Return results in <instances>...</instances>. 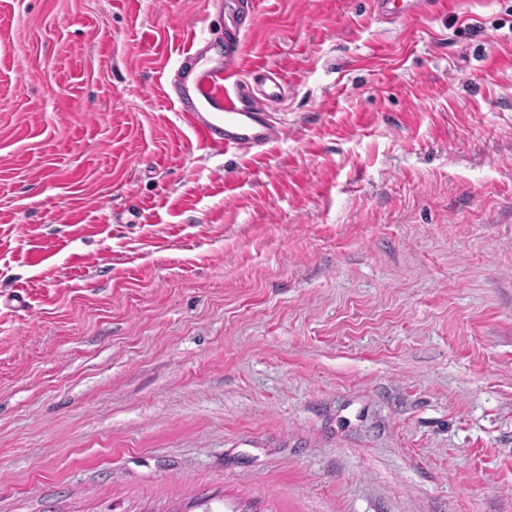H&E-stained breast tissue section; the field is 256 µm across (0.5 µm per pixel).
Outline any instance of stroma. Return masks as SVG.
Here are the masks:
<instances>
[{
	"mask_svg": "<svg viewBox=\"0 0 512 512\" xmlns=\"http://www.w3.org/2000/svg\"><path fill=\"white\" fill-rule=\"evenodd\" d=\"M0 512H512V0H0ZM436 3L435 0H373L374 8L379 17L386 22L414 20L426 8ZM209 41H193L178 61L171 88L163 95L177 104L185 124L197 140L208 148L224 152H250L284 139L287 129L264 118L267 102L277 97L279 82L271 80L268 89L254 88L246 82L230 92L224 78L239 64L238 42L232 35L224 58L216 63L206 60Z\"/></svg>",
	"mask_w": 512,
	"mask_h": 512,
	"instance_id": "obj_1",
	"label": "stroma"
}]
</instances>
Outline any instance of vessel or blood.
Segmentation results:
<instances>
[{"label": "vessel or blood", "instance_id": "b4317fda", "mask_svg": "<svg viewBox=\"0 0 512 512\" xmlns=\"http://www.w3.org/2000/svg\"><path fill=\"white\" fill-rule=\"evenodd\" d=\"M429 0H373L379 17L385 21L416 19ZM209 42L200 38L178 61L174 81L163 92L177 104L185 124L197 140L208 148L249 152L284 139L287 129L265 117L268 100L276 97L275 87L255 92L242 82L235 89L224 85L226 75L239 64L237 43H230L224 58L216 63L207 59Z\"/></svg>", "mask_w": 512, "mask_h": 512}]
</instances>
